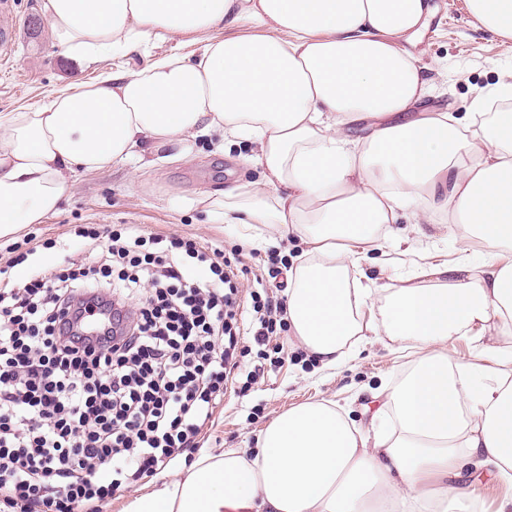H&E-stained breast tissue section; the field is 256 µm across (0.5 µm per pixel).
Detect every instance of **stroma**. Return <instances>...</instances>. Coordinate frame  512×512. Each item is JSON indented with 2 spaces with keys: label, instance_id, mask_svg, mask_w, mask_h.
Wrapping results in <instances>:
<instances>
[{
  "label": "stroma",
  "instance_id": "stroma-1",
  "mask_svg": "<svg viewBox=\"0 0 512 512\" xmlns=\"http://www.w3.org/2000/svg\"><path fill=\"white\" fill-rule=\"evenodd\" d=\"M434 14L416 37L411 50L429 68L431 88L424 98L426 110L445 109L468 121L479 92L499 81L512 82V40H504L480 28L468 13L465 0H430ZM41 0H20L17 37L10 60L0 64V112L40 103L54 88L92 81L98 69L85 68L61 56L54 46L49 24L31 30L28 20L41 14ZM253 151L246 142L221 144L219 134L197 139L190 159L160 163L135 172L132 164L118 163L72 179L59 210L41 224H27L14 235L0 238V267L10 277L22 279L28 265L9 267L14 248L34 249L35 262L51 267L63 256L81 262L86 246L75 237L76 226L97 225L107 230L115 224H138L149 233L192 237L209 246L240 245L256 250L247 258V280L262 278L267 291L278 295L285 283L282 262L269 259V248H253L231 224H214L199 200L206 192L227 189L237 182L260 176L248 164ZM462 245L455 239L421 238L410 251L368 250L361 264L365 282L400 285L416 263L449 261L459 256ZM281 353H268L265 371L240 394H230L214 414L207 447L252 448L261 430L288 408L306 402L330 400L362 428H371L383 408L379 389L392 386L403 362L391 353L387 339L369 337L367 344L343 366L319 370L312 358L278 333Z\"/></svg>",
  "mask_w": 512,
  "mask_h": 512
}]
</instances>
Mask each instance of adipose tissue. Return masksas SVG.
<instances>
[{"mask_svg":"<svg viewBox=\"0 0 512 512\" xmlns=\"http://www.w3.org/2000/svg\"><path fill=\"white\" fill-rule=\"evenodd\" d=\"M485 30L512 39V0H465ZM53 43L90 68H123L50 90L0 113V237L56 212L72 178L138 164L212 133L254 145L260 179L217 189L215 222L277 224L310 263L288 269V326L322 368L346 363L365 336L414 348L390 388L386 428L362 431L332 402L275 417L253 448L202 449L173 482L126 512H478L466 471L490 465L512 483V372L452 365L453 336L512 360V96L479 95L474 121L419 111L429 79L399 45L427 22L428 0H42ZM249 24L257 35L236 30ZM203 34L199 49L157 42ZM139 66H131L132 57ZM447 225L491 250L419 266L417 283L361 285L371 227Z\"/></svg>","mask_w":512,"mask_h":512,"instance_id":"1","label":"adipose tissue"}]
</instances>
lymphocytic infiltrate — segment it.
Returning a JSON list of instances; mask_svg holds the SVG:
<instances>
[{"mask_svg": "<svg viewBox=\"0 0 512 512\" xmlns=\"http://www.w3.org/2000/svg\"><path fill=\"white\" fill-rule=\"evenodd\" d=\"M76 236L96 266L0 277V512H102L191 461L285 298L240 286V256L129 224Z\"/></svg>", "mask_w": 512, "mask_h": 512, "instance_id": "f902f5d3", "label": "lymphocytic infiltrate"}]
</instances>
